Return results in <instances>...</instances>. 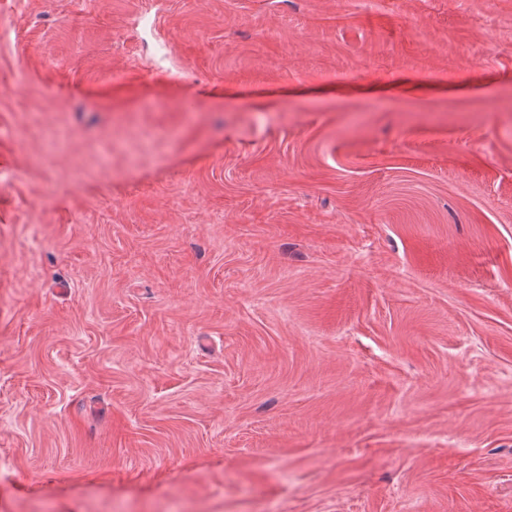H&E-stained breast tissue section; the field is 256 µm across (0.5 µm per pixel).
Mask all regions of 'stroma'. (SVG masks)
Returning a JSON list of instances; mask_svg holds the SVG:
<instances>
[{"label": "stroma", "instance_id": "stroma-1", "mask_svg": "<svg viewBox=\"0 0 512 512\" xmlns=\"http://www.w3.org/2000/svg\"><path fill=\"white\" fill-rule=\"evenodd\" d=\"M0 16V512H512V0Z\"/></svg>", "mask_w": 512, "mask_h": 512}]
</instances>
